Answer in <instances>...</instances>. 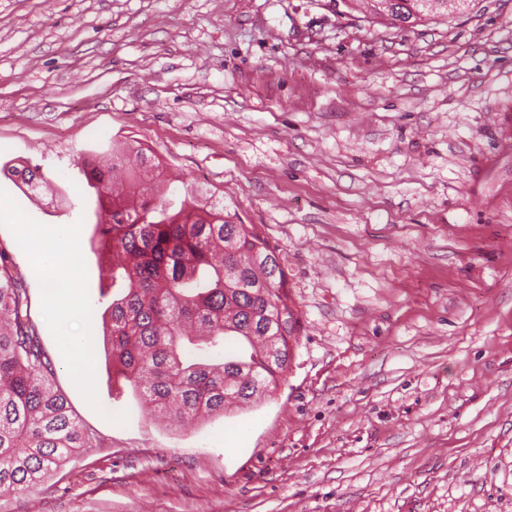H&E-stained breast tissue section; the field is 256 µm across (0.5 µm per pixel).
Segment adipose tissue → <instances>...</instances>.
Wrapping results in <instances>:
<instances>
[{
  "label": "adipose tissue",
  "mask_w": 512,
  "mask_h": 512,
  "mask_svg": "<svg viewBox=\"0 0 512 512\" xmlns=\"http://www.w3.org/2000/svg\"><path fill=\"white\" fill-rule=\"evenodd\" d=\"M31 238L35 246L34 257L50 287L46 298L48 307L63 317L80 314L84 306L79 295L63 299L56 292L57 285L66 279L77 261L79 246L74 232L65 227H40L32 230Z\"/></svg>",
  "instance_id": "ef3b65f1"
}]
</instances>
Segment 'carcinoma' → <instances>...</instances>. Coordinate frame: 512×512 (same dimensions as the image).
Here are the masks:
<instances>
[{"label":"carcinoma","instance_id":"obj_1","mask_svg":"<svg viewBox=\"0 0 512 512\" xmlns=\"http://www.w3.org/2000/svg\"><path fill=\"white\" fill-rule=\"evenodd\" d=\"M393 26L462 14L473 0H343ZM94 189L96 252L115 291L104 342L112 373L170 421L222 415L276 391L299 321L276 248L255 224L234 221L215 198L183 185L169 197L163 164L131 144L112 158L80 155ZM35 195L40 167L11 166ZM51 361L30 315L24 278L0 247V494L43 482L99 441L51 382Z\"/></svg>","mask_w":512,"mask_h":512}]
</instances>
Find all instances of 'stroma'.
<instances>
[{
  "label": "stroma",
  "mask_w": 512,
  "mask_h": 512,
  "mask_svg": "<svg viewBox=\"0 0 512 512\" xmlns=\"http://www.w3.org/2000/svg\"><path fill=\"white\" fill-rule=\"evenodd\" d=\"M139 143L277 249L299 332L262 403L175 429L118 388L95 195ZM0 246L100 446L0 512H512V0L386 27L341 0H0ZM80 243L64 321L21 230ZM91 329L90 384L68 368ZM8 171L11 175L18 177L22 185L26 186L27 190L35 195H38L41 188L48 183L47 178L38 166H22V168L10 166Z\"/></svg>",
  "instance_id": "obj_1"
}]
</instances>
